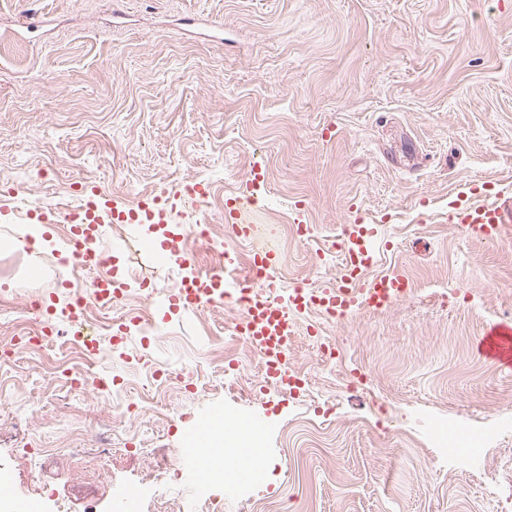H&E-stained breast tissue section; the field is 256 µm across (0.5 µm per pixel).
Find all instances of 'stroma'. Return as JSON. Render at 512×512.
<instances>
[{"label":"stroma","instance_id":"1","mask_svg":"<svg viewBox=\"0 0 512 512\" xmlns=\"http://www.w3.org/2000/svg\"><path fill=\"white\" fill-rule=\"evenodd\" d=\"M258 159L269 187L252 218L285 256L279 287L335 281L338 262L321 251L354 203L394 245L374 273L403 271L411 297L333 324L300 315L289 358L308 390L285 400L233 339L239 309L166 307L176 278L154 259L161 237L133 225L132 244L112 245L114 279L134 253L152 328L103 344L94 368L118 378L116 391L57 396L38 362L70 366L63 335L0 366L9 499L120 512L155 460L144 435L178 469L153 492L182 512H198L190 438L223 512H240L222 478L230 456L245 462L240 486L282 512H500L492 490L448 475L428 433L438 420L512 418V370L478 351L487 326L512 320V225L486 244L443 219L463 182L512 189V0H0V239L17 244L0 254V344L24 318L13 302L37 293L66 305L69 246L57 233L43 234L46 277H22L34 221L20 218V199L64 201L91 180L128 203L173 200L207 180L219 241L224 198ZM299 219L313 239L290 233ZM314 322L340 347L342 377L316 365ZM218 409L238 419L228 453L220 430L193 436ZM64 421L102 438L100 452L60 454Z\"/></svg>","mask_w":512,"mask_h":512}]
</instances>
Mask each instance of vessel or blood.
<instances>
[{"label": "vessel or blood", "instance_id": "obj_1", "mask_svg": "<svg viewBox=\"0 0 512 512\" xmlns=\"http://www.w3.org/2000/svg\"><path fill=\"white\" fill-rule=\"evenodd\" d=\"M267 185V174L260 167H253L243 189L224 201V229L227 235L251 243L250 265L260 272H271L284 262L282 253L273 247H257L253 241L259 228L249 214L256 203L255 195ZM87 209L80 223L72 225V254L77 262L93 266L95 253L92 246L100 225L105 220L115 222L145 215L162 230V249L181 264L189 259L181 248L180 236L166 228V207L156 200L139 199L128 204L102 194L97 185L86 187ZM448 220L456 224L461 233L482 242L501 239L505 225L512 224V194L500 191L493 199H484L479 185L469 182L461 185L448 202ZM374 225L356 217L342 227L340 262L334 283L308 292L290 289L280 299L256 298L243 312L236 330L262 355L268 377L278 380L286 395L294 396L303 384L282 369L285 353L292 341L291 323L296 314L316 308L343 318L361 308L380 310L407 299L413 292L412 283L402 272L392 270L369 276L368 270L376 260ZM224 275L220 272H191L181 287L172 289L169 305L174 309H199L223 300ZM485 356L498 365L512 369V323L498 322L490 325L482 338Z\"/></svg>", "mask_w": 512, "mask_h": 512}]
</instances>
